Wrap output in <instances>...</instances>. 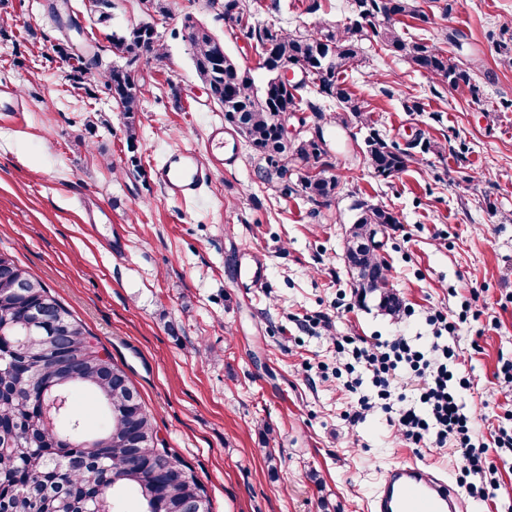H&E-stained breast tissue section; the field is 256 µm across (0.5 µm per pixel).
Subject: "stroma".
<instances>
[{
  "label": "stroma",
  "mask_w": 512,
  "mask_h": 512,
  "mask_svg": "<svg viewBox=\"0 0 512 512\" xmlns=\"http://www.w3.org/2000/svg\"><path fill=\"white\" fill-rule=\"evenodd\" d=\"M311 1L259 0L257 18L314 31L351 15V0H315L314 12ZM72 2L76 45L107 46L113 29L147 20L167 58L137 65L144 98L128 141L127 117L105 89L68 81L49 0H0V87L16 90L24 114L0 122V252L51 288L124 369L210 512H367L381 471L409 459L455 478L453 447H408L380 411L344 420L356 396L331 338L416 336L428 311L447 312L474 381L462 401L479 440L493 444L512 401L500 375L512 360V52L501 48L512 40V0H417L426 20L376 17L377 28L453 53L471 66L473 87L453 90L363 40L343 78L370 123L326 127L340 177L326 207L282 195L245 143L199 200L169 199L154 165L181 148L206 154L210 124L224 119L182 39L184 15L258 80L259 55L206 0H171L150 18L139 0H107L92 14ZM371 127L412 146L414 162L375 177L355 147ZM424 141L434 150L422 151ZM357 199L400 216L377 239L411 320L382 314L350 286L343 235ZM250 249L267 263L260 290L231 274Z\"/></svg>",
  "instance_id": "35a3bbf8"
}]
</instances>
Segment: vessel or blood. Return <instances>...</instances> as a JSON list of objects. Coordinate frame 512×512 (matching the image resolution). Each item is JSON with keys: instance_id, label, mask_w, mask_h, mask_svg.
<instances>
[{"instance_id": "b4317fda", "label": "vessel or blood", "mask_w": 512, "mask_h": 512, "mask_svg": "<svg viewBox=\"0 0 512 512\" xmlns=\"http://www.w3.org/2000/svg\"><path fill=\"white\" fill-rule=\"evenodd\" d=\"M209 160L198 153L177 150L172 157L153 169L155 181L168 198L185 202L202 194L215 169L234 164L238 158L235 137L224 126L211 127L208 135ZM235 278H249L252 287L265 288L263 257L251 252L247 266L234 270ZM369 512H467L460 496L439 470L412 460L390 466L368 501Z\"/></svg>"}]
</instances>
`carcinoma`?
<instances>
[{"mask_svg":"<svg viewBox=\"0 0 512 512\" xmlns=\"http://www.w3.org/2000/svg\"><path fill=\"white\" fill-rule=\"evenodd\" d=\"M220 17L236 18L234 35L254 46L265 80L257 85L250 71L224 53V42L188 16L182 37L192 50L194 68L207 84L210 97L224 122L240 133L265 158L283 185V193L301 191L311 202L327 206L336 198L339 177L331 173L327 158L330 143L322 127L317 135L284 143L276 112L329 113L327 122L340 129L350 118L363 120L364 111L341 79L358 60L367 30H373L381 48L411 64L416 70L453 89L471 87L470 71L447 50L421 40H406L391 27L374 29L375 18H423L415 0H353V19L325 33L290 31L277 23L255 20L247 0H209ZM113 60L106 62L90 45L74 54L70 43L56 52L75 61L68 78L83 84L100 79L122 112L140 111L141 89L136 65L144 56L165 59L161 35L149 23L112 31L108 38ZM285 63L310 71L309 82L298 86L276 83ZM362 150L364 163L384 179L402 172L411 154L370 129ZM297 174L288 186L285 173ZM346 246L348 265L358 268L353 287L375 294L390 315L401 302L386 287L385 263L377 249L364 246L383 227L400 223L392 210L357 202ZM24 276L35 287L15 292L7 283ZM93 336L53 295L8 255L0 254V512H92L100 500L110 512H123V499L133 494L140 512H186L196 502L209 512L204 488L193 471L162 442L141 398L130 399L117 391L129 381L125 371L92 342ZM56 395L64 397L52 422L31 428L38 408ZM81 395L92 397L110 418L109 424L86 432Z\"/></svg>","mask_w":512,"mask_h":512,"instance_id":"cac0c4a2","label":"carcinoma"}]
</instances>
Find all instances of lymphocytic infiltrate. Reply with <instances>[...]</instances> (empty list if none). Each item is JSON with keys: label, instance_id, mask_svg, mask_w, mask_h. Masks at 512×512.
<instances>
[{"label": "lymphocytic infiltrate", "instance_id": "f902f5d3", "mask_svg": "<svg viewBox=\"0 0 512 512\" xmlns=\"http://www.w3.org/2000/svg\"><path fill=\"white\" fill-rule=\"evenodd\" d=\"M426 322L431 334L420 346L407 336L381 342L355 336L334 337L337 353L351 355L355 364L370 375L376 389L375 396L362 395L358 392L360 378L347 382V389L358 392L359 397L346 418L356 424L379 408L409 446L441 448L454 443L461 461L459 483L476 500H494L496 485L484 481L483 476L495 473L497 466L487 446L474 444V420L458 400V390L471 389L473 383L459 375L460 356L448 345L456 333V324L439 310L430 314ZM403 376L422 380L417 401H407L397 393L395 381Z\"/></svg>", "mask_w": 512, "mask_h": 512}]
</instances>
